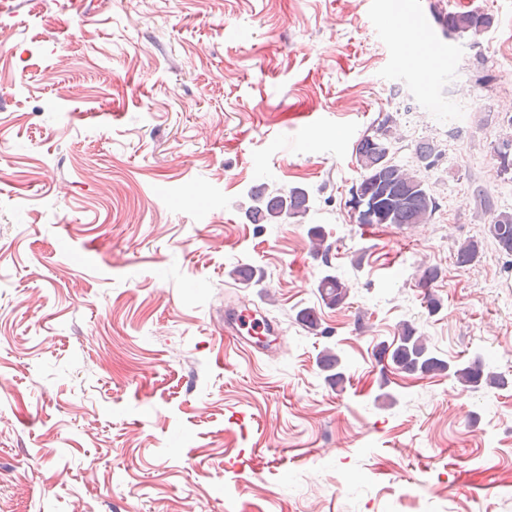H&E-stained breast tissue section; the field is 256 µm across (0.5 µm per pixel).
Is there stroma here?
Masks as SVG:
<instances>
[{"label": "stroma", "mask_w": 512, "mask_h": 512, "mask_svg": "<svg viewBox=\"0 0 512 512\" xmlns=\"http://www.w3.org/2000/svg\"><path fill=\"white\" fill-rule=\"evenodd\" d=\"M383 2L0 0V512H512V256L477 195L512 209V0H416L494 18L475 45L432 21L429 72ZM386 112L402 163L442 150L426 223L346 205ZM261 182L306 189L309 214L249 223ZM328 271L350 295L323 338L296 313ZM240 306L279 326L260 353L224 336ZM403 322L507 387L383 373ZM317 365L324 374V380L327 384L331 387L343 388V384L347 380L346 371L348 367L339 353L331 348H325L318 355Z\"/></svg>", "instance_id": "1"}]
</instances>
